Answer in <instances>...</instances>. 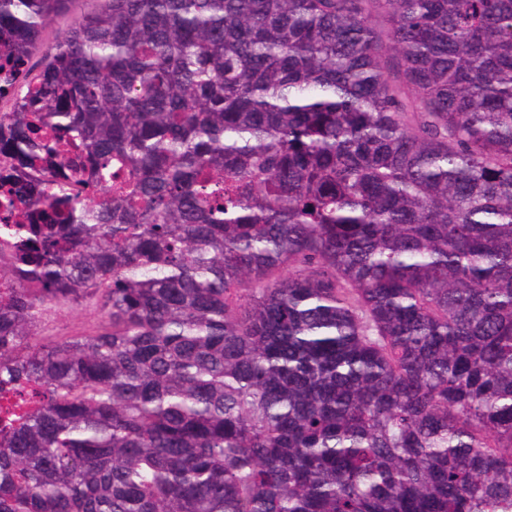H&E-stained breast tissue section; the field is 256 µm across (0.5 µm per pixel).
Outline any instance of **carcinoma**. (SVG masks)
<instances>
[{
  "mask_svg": "<svg viewBox=\"0 0 512 512\" xmlns=\"http://www.w3.org/2000/svg\"><path fill=\"white\" fill-rule=\"evenodd\" d=\"M72 2L0 0V512H512V0ZM102 317L92 302L81 306H52L36 330L40 338H67L89 333L102 324Z\"/></svg>",
  "mask_w": 512,
  "mask_h": 512,
  "instance_id": "cac0c4a2",
  "label": "carcinoma"
}]
</instances>
